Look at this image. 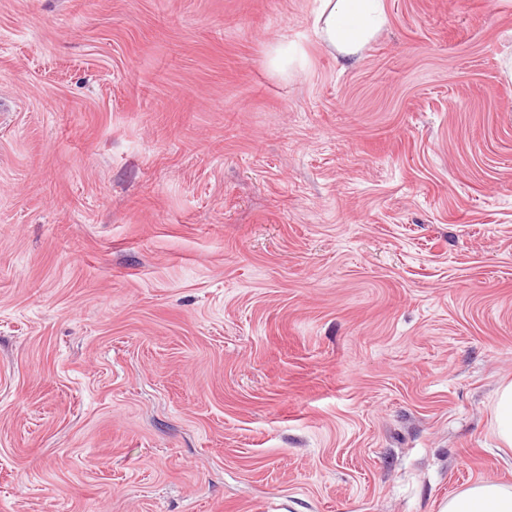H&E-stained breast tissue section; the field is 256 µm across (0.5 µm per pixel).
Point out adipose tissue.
Segmentation results:
<instances>
[{
	"mask_svg": "<svg viewBox=\"0 0 512 512\" xmlns=\"http://www.w3.org/2000/svg\"><path fill=\"white\" fill-rule=\"evenodd\" d=\"M386 23L383 0H320L314 28L338 56L359 54ZM442 512H512V489L483 481L449 498Z\"/></svg>",
	"mask_w": 512,
	"mask_h": 512,
	"instance_id": "obj_1",
	"label": "adipose tissue"
}]
</instances>
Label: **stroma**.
Instances as JSON below:
<instances>
[{
  "label": "stroma",
  "instance_id": "1",
  "mask_svg": "<svg viewBox=\"0 0 512 512\" xmlns=\"http://www.w3.org/2000/svg\"><path fill=\"white\" fill-rule=\"evenodd\" d=\"M0 0V512H440L512 487V0ZM386 24L383 0H320L314 28L341 58L359 54ZM497 438L508 448L512 447V382L500 390L494 413Z\"/></svg>",
  "mask_w": 512,
  "mask_h": 512
}]
</instances>
